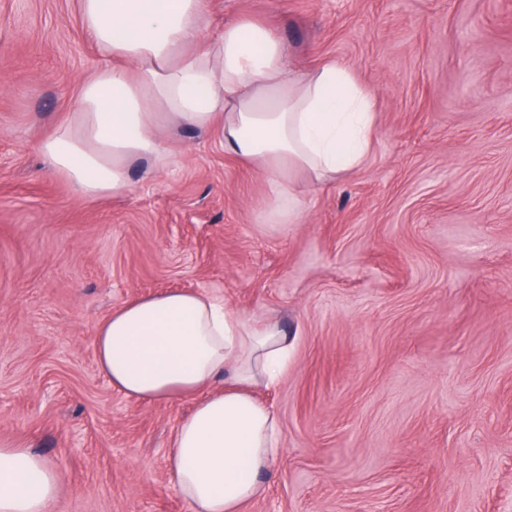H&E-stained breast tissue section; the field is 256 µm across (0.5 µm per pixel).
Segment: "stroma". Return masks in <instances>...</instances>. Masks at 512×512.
Returning a JSON list of instances; mask_svg holds the SVG:
<instances>
[{
	"mask_svg": "<svg viewBox=\"0 0 512 512\" xmlns=\"http://www.w3.org/2000/svg\"><path fill=\"white\" fill-rule=\"evenodd\" d=\"M199 41L249 19L290 65L376 95L363 167L305 188L297 224L217 135L82 198L39 153L104 60L80 0H0V441L62 476L52 512H189L167 469L189 399L100 373L96 326L168 290L294 336L255 396L281 455L243 512H512V0H207Z\"/></svg>",
	"mask_w": 512,
	"mask_h": 512,
	"instance_id": "1",
	"label": "stroma"
}]
</instances>
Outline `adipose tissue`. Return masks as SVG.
Returning <instances> with one entry per match:
<instances>
[{
	"label": "adipose tissue",
	"mask_w": 512,
	"mask_h": 512,
	"mask_svg": "<svg viewBox=\"0 0 512 512\" xmlns=\"http://www.w3.org/2000/svg\"><path fill=\"white\" fill-rule=\"evenodd\" d=\"M87 35L105 60L79 89V112L39 149L83 197H118L128 173L171 162L165 134L220 130L225 153L265 175L268 215H302L292 182L319 186L364 162L376 123L374 92L346 65L287 66L269 26L225 25L203 46L205 0H81ZM100 372L126 397H192L167 467L190 512H241L263 491L280 452L275 412L251 393L275 386L293 343L277 321L255 327L211 295L167 291L123 303L97 326ZM58 471L19 443L0 441V512H50Z\"/></svg>",
	"instance_id": "ef3b65f1"
}]
</instances>
